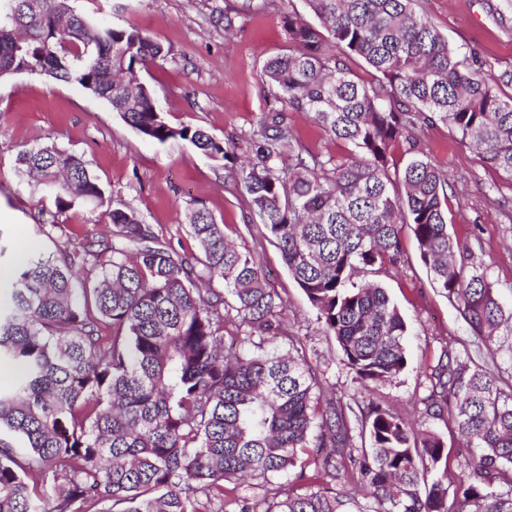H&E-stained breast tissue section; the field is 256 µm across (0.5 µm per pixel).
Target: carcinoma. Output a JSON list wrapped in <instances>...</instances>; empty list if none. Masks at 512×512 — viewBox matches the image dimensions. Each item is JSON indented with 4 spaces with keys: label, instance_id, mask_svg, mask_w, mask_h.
Listing matches in <instances>:
<instances>
[{
    "label": "carcinoma",
    "instance_id": "carcinoma-1",
    "mask_svg": "<svg viewBox=\"0 0 512 512\" xmlns=\"http://www.w3.org/2000/svg\"><path fill=\"white\" fill-rule=\"evenodd\" d=\"M415 0H305L315 23L281 17L289 52L265 62L283 112H307L353 156H296L282 120L251 137L255 160L234 170L283 262L335 337L363 389L407 366V326L395 303L360 275L402 260L409 225L435 287L474 343L512 332V308L469 248L448 230L449 175L417 154L389 169L392 144L419 116L442 123L512 180V67L498 70L450 46ZM364 60L377 85L355 80L329 45ZM168 51L134 27L98 25L69 0H0V78L45 75L90 89L143 137L179 139L231 161L234 147L194 123L172 126L140 68ZM27 185L53 200L46 236L77 204L113 224L112 240L38 254L18 266L0 309V512H340L344 487L375 512H512V365L490 369L463 348L431 369L432 416L470 448L450 466L444 438L418 432L374 401L321 403L324 372L306 337L285 335L282 301L254 256L196 203L186 219L196 250L178 254L82 157L54 144L20 152ZM88 267L75 284L74 267ZM243 337L224 350L225 326ZM360 414L367 448L351 444ZM250 476L263 490L242 493ZM303 489H285L281 479ZM459 508L448 510V491Z\"/></svg>",
    "mask_w": 512,
    "mask_h": 512
}]
</instances>
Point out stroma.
<instances>
[{
    "label": "stroma",
    "instance_id": "stroma-1",
    "mask_svg": "<svg viewBox=\"0 0 512 512\" xmlns=\"http://www.w3.org/2000/svg\"><path fill=\"white\" fill-rule=\"evenodd\" d=\"M96 23L133 26L168 51L162 64L140 76L158 97L173 126L193 122L237 144L247 159V140L276 103L263 82L262 67L287 52L280 16H307L304 0H70ZM420 7L463 52H474L495 67L512 65V23L500 21L503 0H420ZM303 158L346 155L350 144L330 138L305 112L284 113ZM53 142L87 162L107 195L118 197L152 225L161 245L193 249L185 210L188 201L207 208L226 236L249 250L269 288L280 295L285 333L309 337L321 355L329 390L344 401L359 399V386L344 364L333 337L325 335L316 313L282 262L280 251L243 187L224 164L190 143H158L143 138L99 98L77 83L43 75L17 74L0 80V280L26 257L73 248L86 238L111 235L100 210L74 207L62 215L64 232L46 237L37 228L40 210L53 203L23 184L15 168L18 152ZM423 152L451 176L448 227L467 241L474 260L486 270L495 293L512 305V179L489 168L446 125L422 124L413 140L388 152L390 167L403 168L414 151ZM404 260L373 274L401 310L408 325V364L392 381L371 385L367 396L405 414L422 431L445 435L451 456L461 453L445 420L425 414L430 389L427 366L436 365L450 339L465 340L469 328L457 309L431 282L411 228H403Z\"/></svg>",
    "mask_w": 512,
    "mask_h": 512
}]
</instances>
